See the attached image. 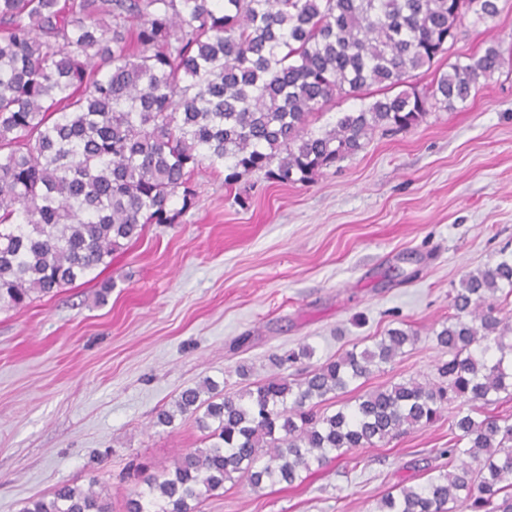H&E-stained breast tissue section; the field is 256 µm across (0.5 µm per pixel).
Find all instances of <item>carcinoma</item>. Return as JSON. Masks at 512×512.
<instances>
[{"label":"carcinoma","instance_id":"cac0c4a2","mask_svg":"<svg viewBox=\"0 0 512 512\" xmlns=\"http://www.w3.org/2000/svg\"><path fill=\"white\" fill-rule=\"evenodd\" d=\"M498 12L496 0H0V303L23 307L109 265L144 225L175 223L205 162L227 169V184L253 173L306 183L376 131L465 103L503 65L497 47L456 56L429 90L369 88L406 84L449 55L466 18ZM347 98L361 107L311 129ZM506 287L512 257L461 281L435 336L449 356L442 382L316 411L417 340L390 328L297 378L273 373L232 396L210 383L184 390L158 421L192 417L208 444L147 476L126 512H198L236 474L255 488L291 485L446 408L453 471L384 495L376 512H512V419L484 414L512 392V323L496 297ZM94 485L63 484L23 512H110Z\"/></svg>","mask_w":512,"mask_h":512}]
</instances>
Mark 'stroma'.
Masks as SVG:
<instances>
[{
  "label": "stroma",
  "instance_id": "obj_1",
  "mask_svg": "<svg viewBox=\"0 0 512 512\" xmlns=\"http://www.w3.org/2000/svg\"><path fill=\"white\" fill-rule=\"evenodd\" d=\"M466 25L457 55L502 51L499 72L454 110L374 134L356 156L309 183L208 169L174 224L146 225L97 278L23 308L0 306V512H22L60 484L106 486L112 512L200 447L193 421L158 424L185 389L225 394L271 372L300 374L387 329L413 347L359 393L437 377L448 356L435 332L470 271L512 254V0ZM112 281L107 297L99 283ZM447 418L358 449L294 485L225 483L201 512H374L390 491L448 469Z\"/></svg>",
  "mask_w": 512,
  "mask_h": 512
}]
</instances>
